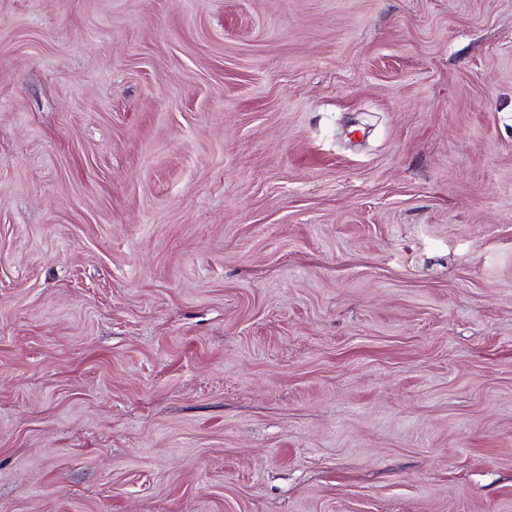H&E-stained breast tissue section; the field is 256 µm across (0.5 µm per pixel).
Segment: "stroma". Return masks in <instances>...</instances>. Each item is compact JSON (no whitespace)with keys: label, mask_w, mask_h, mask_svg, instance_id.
Returning a JSON list of instances; mask_svg holds the SVG:
<instances>
[{"label":"stroma","mask_w":512,"mask_h":512,"mask_svg":"<svg viewBox=\"0 0 512 512\" xmlns=\"http://www.w3.org/2000/svg\"><path fill=\"white\" fill-rule=\"evenodd\" d=\"M0 512H512V0H0Z\"/></svg>","instance_id":"1"}]
</instances>
